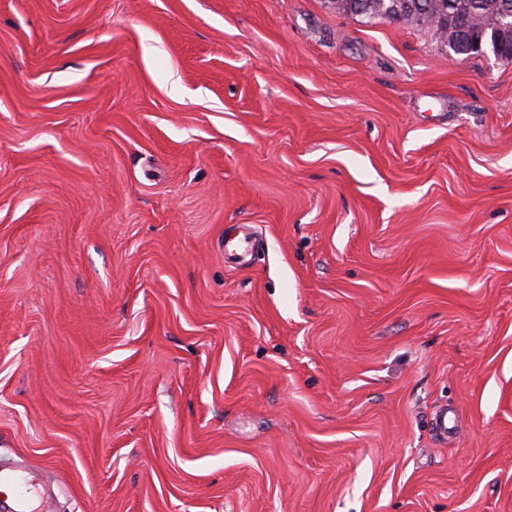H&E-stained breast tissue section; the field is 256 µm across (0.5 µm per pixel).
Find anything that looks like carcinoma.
<instances>
[{
	"label": "carcinoma",
	"instance_id": "obj_1",
	"mask_svg": "<svg viewBox=\"0 0 512 512\" xmlns=\"http://www.w3.org/2000/svg\"><path fill=\"white\" fill-rule=\"evenodd\" d=\"M474 0H370L359 5L356 0H336V8L353 17L360 18L363 23H372L376 20L398 18V21L407 24L426 27L443 36L442 30L448 21L460 27L471 17L469 6ZM482 3L479 18L487 20L486 27L474 32L463 31V36L449 34L443 43L448 51L456 55L467 53L469 41H480L491 49L512 50V32L503 36L497 28L496 16L503 5H509L512 12V0H479Z\"/></svg>",
	"mask_w": 512,
	"mask_h": 512
}]
</instances>
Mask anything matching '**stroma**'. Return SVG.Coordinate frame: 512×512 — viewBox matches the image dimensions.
<instances>
[{
	"instance_id": "obj_1",
	"label": "stroma",
	"mask_w": 512,
	"mask_h": 512,
	"mask_svg": "<svg viewBox=\"0 0 512 512\" xmlns=\"http://www.w3.org/2000/svg\"><path fill=\"white\" fill-rule=\"evenodd\" d=\"M15 461L49 512H512V64L334 0H0ZM254 244L249 237L237 239L236 236L224 237V257L232 263H241L252 255Z\"/></svg>"
}]
</instances>
